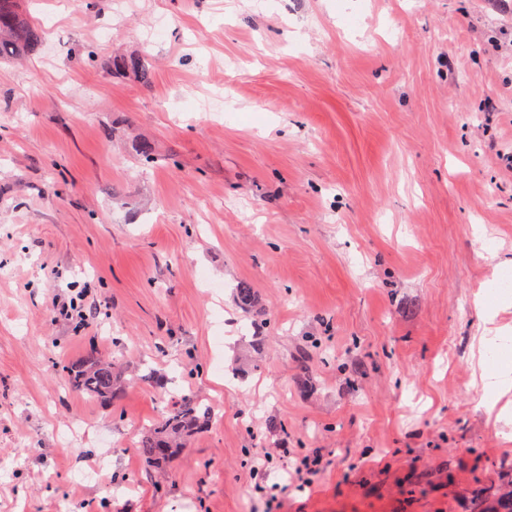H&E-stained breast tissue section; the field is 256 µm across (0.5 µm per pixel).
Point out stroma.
Segmentation results:
<instances>
[{"label": "stroma", "instance_id": "35a3bbf8", "mask_svg": "<svg viewBox=\"0 0 512 512\" xmlns=\"http://www.w3.org/2000/svg\"><path fill=\"white\" fill-rule=\"evenodd\" d=\"M23 7L48 32L0 59V512H484L512 494V391L484 401L478 365L486 325L512 333V10ZM73 287L88 321L52 306ZM95 353L125 373L109 403L68 383ZM187 391L219 420L144 470L141 426ZM292 454L323 458L310 488H287Z\"/></svg>", "mask_w": 512, "mask_h": 512}]
</instances>
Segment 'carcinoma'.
I'll return each instance as SVG.
<instances>
[{
  "instance_id": "cac0c4a2",
  "label": "carcinoma",
  "mask_w": 512,
  "mask_h": 512,
  "mask_svg": "<svg viewBox=\"0 0 512 512\" xmlns=\"http://www.w3.org/2000/svg\"><path fill=\"white\" fill-rule=\"evenodd\" d=\"M20 4L21 0H0V58L25 57L41 49L42 36L22 17ZM69 375L72 388L104 403L123 389L122 372L116 364L98 356L72 364ZM214 418L211 404L191 393L184 394L161 420L143 429L135 443L136 451L149 466L167 463L184 448L188 436L207 428Z\"/></svg>"
}]
</instances>
